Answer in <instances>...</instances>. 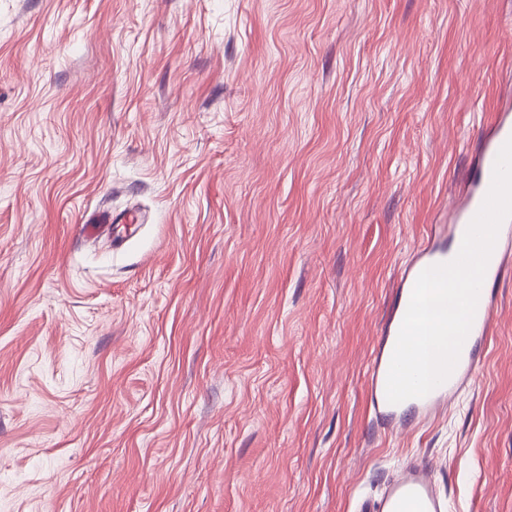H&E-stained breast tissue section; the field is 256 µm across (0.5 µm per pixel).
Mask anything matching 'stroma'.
I'll list each match as a JSON object with an SVG mask.
<instances>
[{
	"label": "stroma",
	"mask_w": 512,
	"mask_h": 512,
	"mask_svg": "<svg viewBox=\"0 0 512 512\" xmlns=\"http://www.w3.org/2000/svg\"><path fill=\"white\" fill-rule=\"evenodd\" d=\"M509 101L512 0H0V512H512V272L446 412L366 386ZM431 468L422 460L406 464L378 501L363 502L357 512H446Z\"/></svg>",
	"instance_id": "1"
}]
</instances>
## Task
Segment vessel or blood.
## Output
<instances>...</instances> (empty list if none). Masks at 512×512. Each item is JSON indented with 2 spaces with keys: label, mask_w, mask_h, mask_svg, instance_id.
<instances>
[{
  "label": "vessel or blood",
  "mask_w": 512,
  "mask_h": 512,
  "mask_svg": "<svg viewBox=\"0 0 512 512\" xmlns=\"http://www.w3.org/2000/svg\"><path fill=\"white\" fill-rule=\"evenodd\" d=\"M512 138V114L496 113L481 145L475 179L465 189L463 201L452 215L446 229L451 235L449 246L421 249L408 271L398 280L397 303L384 327V338L377 351L369 374L370 398L373 409L380 416L393 422L397 429H405L404 409H414L417 416H428L445 403L481 368L483 359L474 343H488L493 337V318L497 297L488 288H481L471 329L466 337L467 349L461 350L458 363L451 376L441 385L421 398H411L405 403L392 404L386 397V381L394 345L405 316L415 282L426 268L447 262L449 256L458 254L466 229L480 209L492 182L496 157L503 145ZM512 260V218L505 220L498 232L497 241L485 273L486 279H498ZM447 504L440 495L431 468L420 460L406 464L389 483L382 498L361 503L357 512H446Z\"/></svg>",
  "instance_id": "vessel-or-blood-1"
}]
</instances>
